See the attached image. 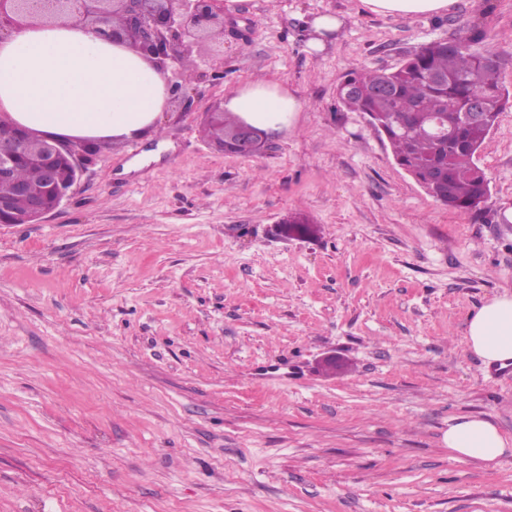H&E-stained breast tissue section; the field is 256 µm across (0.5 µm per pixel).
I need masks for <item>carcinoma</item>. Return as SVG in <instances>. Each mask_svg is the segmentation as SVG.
Segmentation results:
<instances>
[{"instance_id":"obj_1","label":"carcinoma","mask_w":512,"mask_h":512,"mask_svg":"<svg viewBox=\"0 0 512 512\" xmlns=\"http://www.w3.org/2000/svg\"><path fill=\"white\" fill-rule=\"evenodd\" d=\"M484 36V31L471 29L426 42L391 70L347 72L336 88L343 105L379 126L396 164L436 202L460 212L478 208L489 192L477 157L509 103L496 62L471 50ZM480 92L486 121L463 123L469 96ZM444 113L456 122L450 140L433 134L434 120Z\"/></svg>"}]
</instances>
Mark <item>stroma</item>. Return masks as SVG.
Wrapping results in <instances>:
<instances>
[{"instance_id": "obj_1", "label": "stroma", "mask_w": 512, "mask_h": 512, "mask_svg": "<svg viewBox=\"0 0 512 512\" xmlns=\"http://www.w3.org/2000/svg\"><path fill=\"white\" fill-rule=\"evenodd\" d=\"M224 8L159 136L100 142L59 209L0 224V512H512V454L442 442L462 416L512 440V370L465 336L512 293V107L478 156L490 194L460 213L336 100L350 69L474 27L512 93V0ZM328 12L343 25L312 50ZM259 79L303 112L254 156L212 149L201 113ZM456 0H360L363 8L382 17L435 16L448 12ZM308 26L310 33L309 47L320 50L324 46V38L337 32L342 26V20L335 14H320L308 21Z\"/></svg>"}]
</instances>
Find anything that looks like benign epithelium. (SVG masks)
Listing matches in <instances>:
<instances>
[{"label": "benign epithelium", "instance_id": "benign-epithelium-1", "mask_svg": "<svg viewBox=\"0 0 512 512\" xmlns=\"http://www.w3.org/2000/svg\"><path fill=\"white\" fill-rule=\"evenodd\" d=\"M111 14L121 17L122 25L108 24ZM63 15L81 18L114 42L132 41L164 73L199 40L224 38L223 0H0V31ZM35 138L36 133L12 124L0 130V183L12 186L11 195H0V224L39 223L69 199L83 166L97 154L92 141L64 144L42 136L43 152L35 159L25 150ZM268 139V133L242 120L233 154L250 157ZM33 159L42 167L40 186L16 178L18 166Z\"/></svg>", "mask_w": 512, "mask_h": 512}]
</instances>
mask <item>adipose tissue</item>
I'll use <instances>...</instances> for the list:
<instances>
[{
	"label": "adipose tissue",
	"instance_id": "obj_1",
	"mask_svg": "<svg viewBox=\"0 0 512 512\" xmlns=\"http://www.w3.org/2000/svg\"><path fill=\"white\" fill-rule=\"evenodd\" d=\"M382 17L435 16L455 0H360ZM170 91L164 74L130 42H112L70 18L14 30L0 39V113L61 140H135L155 133ZM225 111L268 132L292 124L303 104L259 80L233 91ZM469 351L491 365L512 360V294L489 299L467 323ZM461 460L495 465L512 442L490 421L462 417L444 432Z\"/></svg>",
	"mask_w": 512,
	"mask_h": 512
}]
</instances>
